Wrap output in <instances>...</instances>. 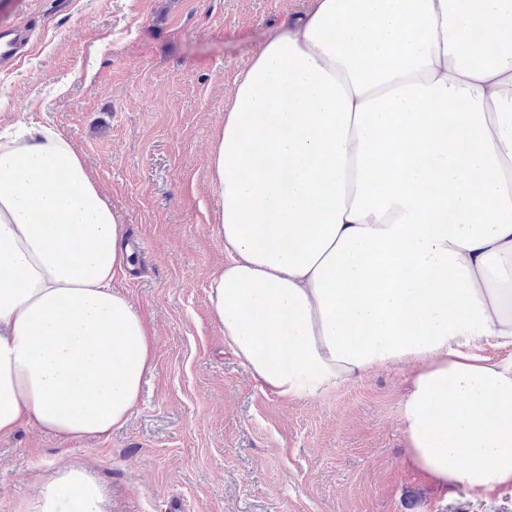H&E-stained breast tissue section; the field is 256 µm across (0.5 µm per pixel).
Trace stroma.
Segmentation results:
<instances>
[{"label":"stroma","instance_id":"stroma-1","mask_svg":"<svg viewBox=\"0 0 512 512\" xmlns=\"http://www.w3.org/2000/svg\"><path fill=\"white\" fill-rule=\"evenodd\" d=\"M309 0H0L26 53L0 71V130L58 127L124 218L135 269L116 279L152 335L127 424L64 442L0 436V512H34L63 465L84 466L106 512H512V490L443 489L413 468L410 370L315 399L263 392L224 344L208 299L228 260L207 169L238 72Z\"/></svg>","mask_w":512,"mask_h":512}]
</instances>
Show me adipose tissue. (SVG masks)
<instances>
[{"instance_id":"1","label":"adipose tissue","mask_w":512,"mask_h":512,"mask_svg":"<svg viewBox=\"0 0 512 512\" xmlns=\"http://www.w3.org/2000/svg\"><path fill=\"white\" fill-rule=\"evenodd\" d=\"M207 165L208 298L261 389L412 366L410 464L512 488V0H310L237 74ZM126 226L59 129L0 134V434L123 427L153 366ZM36 512H105L78 465Z\"/></svg>"}]
</instances>
